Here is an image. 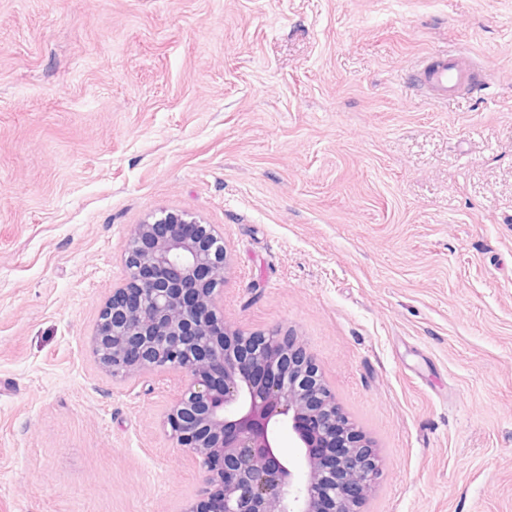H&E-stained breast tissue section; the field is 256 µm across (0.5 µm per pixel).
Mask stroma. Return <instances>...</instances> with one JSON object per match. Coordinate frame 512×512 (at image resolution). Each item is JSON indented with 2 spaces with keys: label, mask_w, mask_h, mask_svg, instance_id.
<instances>
[{
  "label": "stroma",
  "mask_w": 512,
  "mask_h": 512,
  "mask_svg": "<svg viewBox=\"0 0 512 512\" xmlns=\"http://www.w3.org/2000/svg\"><path fill=\"white\" fill-rule=\"evenodd\" d=\"M440 52L486 85L426 95ZM161 209L369 440L360 512H512V0H0V512L197 500L181 373L90 348Z\"/></svg>",
  "instance_id": "stroma-1"
}]
</instances>
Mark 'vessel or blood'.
I'll use <instances>...</instances> for the list:
<instances>
[{
	"instance_id": "b4317fda",
	"label": "vessel or blood",
	"mask_w": 512,
	"mask_h": 512,
	"mask_svg": "<svg viewBox=\"0 0 512 512\" xmlns=\"http://www.w3.org/2000/svg\"><path fill=\"white\" fill-rule=\"evenodd\" d=\"M480 70V65L467 57L441 53L431 56L418 80L431 97L446 101L479 90Z\"/></svg>"
}]
</instances>
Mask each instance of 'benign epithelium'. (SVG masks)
Returning <instances> with one entry per match:
<instances>
[{"label":"benign epithelium","instance_id":"benign-epithelium-1","mask_svg":"<svg viewBox=\"0 0 512 512\" xmlns=\"http://www.w3.org/2000/svg\"><path fill=\"white\" fill-rule=\"evenodd\" d=\"M128 279L112 291L92 352L115 380L185 373L166 424L200 474L182 512H359L377 475L371 446L349 422L295 336L244 335L224 324V236L161 209L130 229ZM293 436L304 460L278 449Z\"/></svg>","mask_w":512,"mask_h":512}]
</instances>
